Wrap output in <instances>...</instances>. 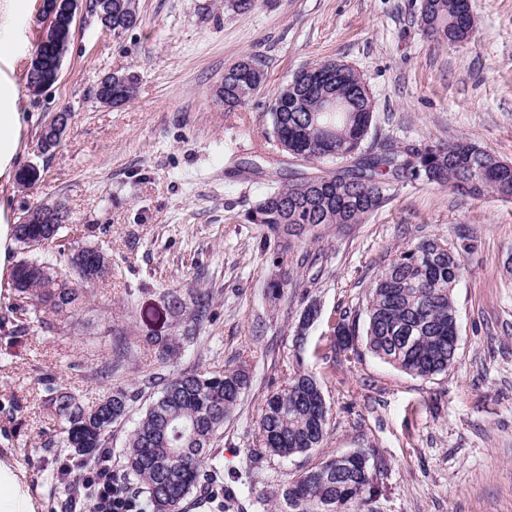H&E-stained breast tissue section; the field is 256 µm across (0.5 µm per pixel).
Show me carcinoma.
<instances>
[{
    "label": "carcinoma",
    "mask_w": 512,
    "mask_h": 512,
    "mask_svg": "<svg viewBox=\"0 0 512 512\" xmlns=\"http://www.w3.org/2000/svg\"><path fill=\"white\" fill-rule=\"evenodd\" d=\"M112 3V32L132 27L129 15L138 14L136 0H93L92 14L101 19ZM455 0H427L422 5L420 27L437 43L457 44L471 36L454 7ZM74 25L66 19L41 45L48 62L66 56ZM254 57L239 60L224 70V84L217 96L232 111L263 87L264 69L251 74ZM338 94L339 109L322 111V90ZM268 117L277 146L305 162L331 163L334 168L316 178L290 177L265 193L247 213V222L279 238L285 224H358L379 207L382 184L391 180L426 178L450 187L463 199L487 193L512 201V173L488 167L495 153L460 138L448 144L436 141L414 161L389 144L379 151L364 149L373 122V101L361 74L351 66L329 67L319 62L298 71L272 99ZM65 224H14L12 239L19 252L28 240L54 241ZM112 263L96 246L71 251L67 267L51 260L23 258L13 267L10 286L16 309L30 310V324L44 331L64 329L72 323L87 299L93 296L89 276L109 274ZM464 270L462 251L437 237H423L400 251L375 278L366 306V322L345 317L333 328L332 348L351 349L357 336L365 348L402 371L430 378L448 371L456 357L457 316L452 292ZM170 312L179 318L181 332L149 339L158 358L169 361L182 354L184 344L197 339L211 319V296L196 291L190 303L177 290L164 293ZM129 349L117 340L108 364L101 370L110 379L121 370ZM44 406L62 425L63 445L71 454L91 460L112 453V428L127 420L135 394L110 388L96 407H89L73 391L50 376L43 379ZM251 385L245 367L222 373L181 371L165 380L142 412L121 449L114 483L120 490L135 489L140 512H182L183 502L194 491L221 488L222 467L210 453L224 420L237 407ZM328 408L319 380L299 370L285 386L265 401L259 418L261 451L288 458L320 447L325 437ZM382 462L362 449L336 463L330 457L288 483L279 493L282 512H373L378 493L372 472Z\"/></svg>",
    "instance_id": "1"
}]
</instances>
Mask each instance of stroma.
Listing matches in <instances>:
<instances>
[{
    "label": "stroma",
    "instance_id": "1",
    "mask_svg": "<svg viewBox=\"0 0 512 512\" xmlns=\"http://www.w3.org/2000/svg\"><path fill=\"white\" fill-rule=\"evenodd\" d=\"M138 25L116 35L80 10L58 81L42 95L26 73L44 27L40 0H0V90L18 116L15 153L0 176V225L29 208L59 202L70 215L62 238L35 250L65 261L69 248L98 245L112 272L72 325L50 334L16 333L6 250L0 268V461L23 474L36 512H69L73 488L57 467L69 459L42 402L43 374H55L86 404L108 387L151 401L146 372L247 366L252 383L212 453L224 483L241 474L250 497L230 512H274L275 495L328 456L362 448L382 458L374 512H512V201L492 194L461 200L424 180L391 183L362 223L319 225L316 235L266 240L245 215L291 172L322 175L325 164L282 153L268 133L272 97L300 69L337 59L364 78L374 103L367 140L414 150L462 137L512 162V0H471L468 42L436 46L419 26L422 0H257L244 13L225 0H137ZM259 58L261 91L228 111L216 96L224 71ZM137 78L134 98L100 103L94 89L110 73ZM71 119L60 145L38 151L44 123ZM34 164L41 180L20 188L16 172ZM436 236L466 246L454 290L458 348L447 373L415 377L366 350L324 356L340 312L364 313L375 275L408 244ZM282 257L293 281L271 298L267 282ZM209 292L214 317L184 356L158 360L146 340L169 336L176 320L164 291ZM319 307L303 345L302 309ZM131 351L125 370L99 379L115 331ZM303 369L323 383L329 409L320 448L287 459L249 460L266 398Z\"/></svg>",
    "mask_w": 512,
    "mask_h": 512
}]
</instances>
